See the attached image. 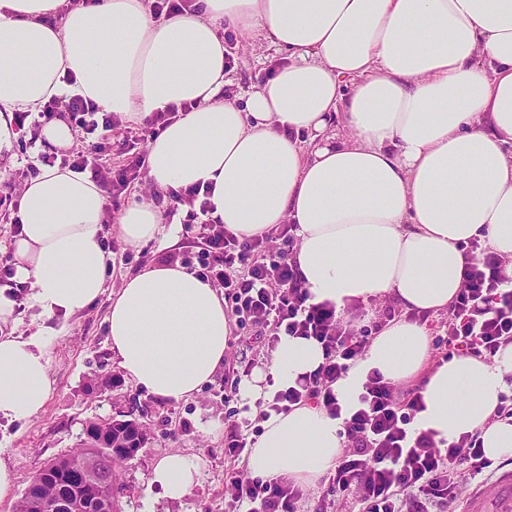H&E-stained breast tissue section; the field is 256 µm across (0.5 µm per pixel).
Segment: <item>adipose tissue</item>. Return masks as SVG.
I'll use <instances>...</instances> for the list:
<instances>
[{"mask_svg": "<svg viewBox=\"0 0 512 512\" xmlns=\"http://www.w3.org/2000/svg\"><path fill=\"white\" fill-rule=\"evenodd\" d=\"M63 14L62 26L50 16ZM262 39L287 60L249 92L222 98L219 26ZM81 96L142 123L178 114L146 152L160 194L210 185L212 220L241 237L298 225L292 260L311 303L345 311L394 300L387 322L338 380L342 407L357 405L371 372L421 378L414 426L451 444L478 434L486 458H512V417L497 413L512 375V345L493 361L461 356L432 364L426 325L410 312L448 311L463 285L473 241L512 260V0H193L154 19L145 0H0V161H10L14 114ZM315 134L312 153L295 135ZM106 195L89 174L47 166L27 179L10 247L15 287L0 289V420L26 423L53 390L49 347L56 317L78 315L105 290ZM150 202L118 218L124 243L179 245ZM40 324L17 330L16 288ZM121 369L148 396L189 400L224 366L231 316L224 293L180 264L128 277L105 317ZM324 360L319 343L284 336L270 372L245 399L272 397ZM246 458L259 477L311 487L341 456V422L313 404L271 415ZM196 458L173 452L148 483L187 496Z\"/></svg>", "mask_w": 512, "mask_h": 512, "instance_id": "ef3b65f1", "label": "adipose tissue"}]
</instances>
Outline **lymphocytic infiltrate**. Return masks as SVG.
Masks as SVG:
<instances>
[{
    "label": "lymphocytic infiltrate",
    "mask_w": 512,
    "mask_h": 512,
    "mask_svg": "<svg viewBox=\"0 0 512 512\" xmlns=\"http://www.w3.org/2000/svg\"><path fill=\"white\" fill-rule=\"evenodd\" d=\"M66 107L83 145L65 155L64 164L89 173L113 196H120L138 179L142 160L131 159L112 172L102 168L98 130L119 125V118L97 120L96 105L79 96L69 99ZM170 199L168 217H181L183 223L200 229L197 248L183 251L178 263L223 286L238 327H251L271 348L280 337L301 336L317 341L324 350L323 363L298 379L296 386L277 391L260 419L308 402L341 418L345 450L329 475L328 492L353 497L359 512H446L460 483L490 466L478 435L466 434L439 447L431 434L412 427L423 406L419 392L401 391L377 372L371 373L358 408L349 416H342L333 391L370 346L381 322L395 318V309H384L375 319L360 306L343 315L330 304L310 303L290 261L296 225H279L272 237L241 239L208 219L209 204L200 188L171 193ZM443 341L449 356L488 362L512 343V274L490 250L481 249L468 268L448 312ZM230 483L234 493L226 512H302L304 492L288 479L234 475Z\"/></svg>",
    "instance_id": "lymphocytic-infiltrate-1"
}]
</instances>
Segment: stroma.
Wrapping results in <instances>:
<instances>
[{
  "label": "stroma",
  "instance_id": "stroma-1",
  "mask_svg": "<svg viewBox=\"0 0 512 512\" xmlns=\"http://www.w3.org/2000/svg\"><path fill=\"white\" fill-rule=\"evenodd\" d=\"M221 35L226 52L233 58L225 75L224 94L242 104L248 91L268 75L282 54L267 42H241L226 28ZM38 131V126L30 123L20 130L12 163L0 174V269L13 264L9 242L17 226L10 215L23 182L38 171L42 155L36 145ZM139 136V131L123 125L105 132L100 153L103 167L118 169L133 153L144 152L146 146ZM154 197L142 179L121 196L108 198L107 210L113 222L105 238L109 253L107 293L83 314L57 319L59 333L49 348L53 391L43 411L24 424L7 427L0 423V435L8 437L4 454L15 465L16 493H23L44 463L74 448L89 423L109 417L135 419L147 429L143 448L123 466L119 493L122 512H224V496L229 492L225 477L228 472L245 469L243 460L225 457L223 429L242 418H255L263 410V402L250 408L240 400L224 402L218 395L224 382L220 373L189 401L172 404L155 400L125 376L107 342L104 319L109 293L166 252L157 241L137 249L128 247L118 234L115 219L130 204ZM174 451L196 457L199 464L195 486L179 501L162 497L148 484L155 462ZM507 470L512 471V458L491 462L489 477L465 482L447 512H462L468 502L480 512H499L503 496L499 476Z\"/></svg>",
  "mask_w": 512,
  "mask_h": 512
}]
</instances>
